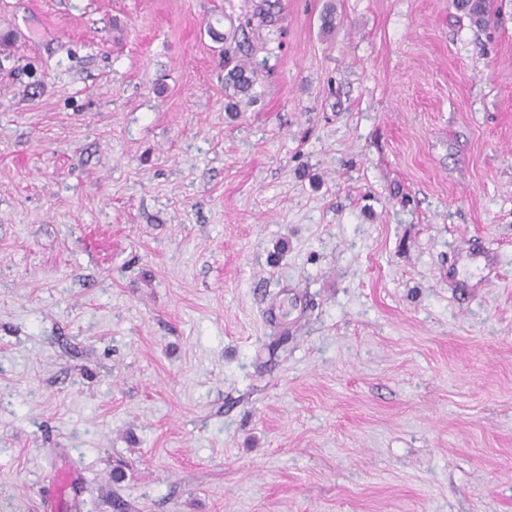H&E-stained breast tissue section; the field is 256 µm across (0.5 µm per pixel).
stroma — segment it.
<instances>
[{"mask_svg":"<svg viewBox=\"0 0 512 512\" xmlns=\"http://www.w3.org/2000/svg\"><path fill=\"white\" fill-rule=\"evenodd\" d=\"M492 6L0 0V512H512ZM456 8L466 15L475 28H485L490 21L489 0H456ZM231 65L232 67L229 68ZM224 66L227 70L224 78L226 87L233 90L230 95L231 101L228 102L227 107L229 111L237 112L244 99L249 102L258 74L248 63L238 59L236 55H230L227 48L224 50Z\"/></svg>","mask_w":512,"mask_h":512,"instance_id":"1","label":"stroma"}]
</instances>
